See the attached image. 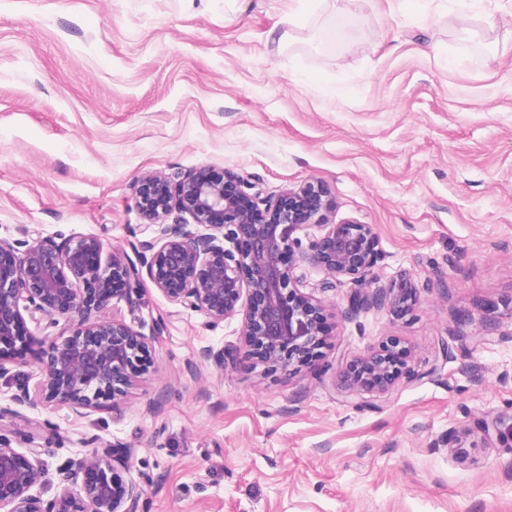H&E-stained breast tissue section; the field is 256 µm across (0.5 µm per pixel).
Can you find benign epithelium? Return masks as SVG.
I'll list each match as a JSON object with an SVG mask.
<instances>
[{"instance_id": "7a95c632", "label": "benign epithelium", "mask_w": 512, "mask_h": 512, "mask_svg": "<svg viewBox=\"0 0 512 512\" xmlns=\"http://www.w3.org/2000/svg\"><path fill=\"white\" fill-rule=\"evenodd\" d=\"M136 206L151 237L134 248L105 253L101 240L79 235L57 243L39 236L0 239V378L11 376L29 343L40 346V379L16 384L11 401L36 408L68 407L83 416L100 399L124 397L164 323L135 327L109 315L115 299L135 311L134 295L148 278L170 302L204 314L217 325L241 317L235 364L256 359L273 368L305 362L324 336V304L301 291L310 264L360 287L351 310L385 305L412 312L418 287L402 275L372 288L377 238L368 224L336 222V203L324 185L307 183L275 200L247 178L216 176L199 167L176 177L152 174L136 184ZM191 222L166 223L172 213ZM314 226L308 245L295 233ZM71 323L67 335L37 337L27 321ZM406 351L391 339L353 360L344 371L354 394H385L405 374ZM90 453L59 471L61 491H34L43 471L38 448L22 453L0 434V512H140L144 483L114 478L134 454L98 438Z\"/></svg>"}]
</instances>
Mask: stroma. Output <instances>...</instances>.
I'll list each match as a JSON object with an SVG mask.
<instances>
[{"label": "stroma", "mask_w": 512, "mask_h": 512, "mask_svg": "<svg viewBox=\"0 0 512 512\" xmlns=\"http://www.w3.org/2000/svg\"><path fill=\"white\" fill-rule=\"evenodd\" d=\"M288 2L0 0V238L131 251L150 173L206 166L271 198L319 182L336 220L371 225L376 285H418L414 312H352L354 285L309 266L330 329L311 363L219 369L202 352L238 345L240 318L212 326L147 281L137 310L113 305L165 324L138 385L78 417L1 379L0 433L35 435L47 499L97 437L133 449L116 474L144 481L143 512H512V0H472L465 29L455 0H352L341 45L316 15L280 46ZM390 338L414 377L347 393Z\"/></svg>", "instance_id": "1"}]
</instances>
